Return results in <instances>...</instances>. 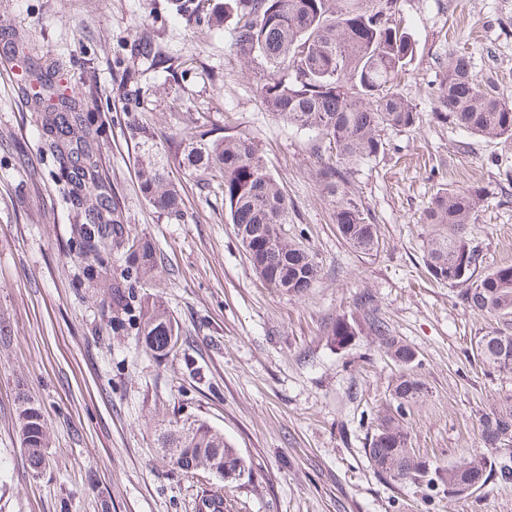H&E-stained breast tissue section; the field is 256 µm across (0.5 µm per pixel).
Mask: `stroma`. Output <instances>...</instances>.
Masks as SVG:
<instances>
[{
	"mask_svg": "<svg viewBox=\"0 0 512 512\" xmlns=\"http://www.w3.org/2000/svg\"><path fill=\"white\" fill-rule=\"evenodd\" d=\"M396 19L417 45L399 91L421 123L383 131L384 153L352 177L380 238L365 255L342 239L317 183L319 136L275 121L247 75L234 9L209 28L177 0H0V512H101L105 501L111 512H195L217 486L224 512H512V482L457 496L440 482L385 480L365 453L399 368L361 297L416 353L423 391L403 424L419 460L445 465L480 450L481 413L512 394V375L487 372L472 351L512 323L476 314L459 287L429 275L419 221L438 187H483L469 243L481 270L512 263V141L467 137L432 117L456 52L512 101V0H399ZM35 64L78 98L98 131L105 194L126 231L163 257L158 293L180 333L168 358L138 347L127 310L112 303L124 248L98 255L82 243L85 215L59 192L30 104ZM190 129L254 138L291 205L284 236L320 266L304 295L265 287L222 195L203 173L178 169ZM146 143L175 169L181 220L143 197L136 158ZM339 317L357 327L343 346L331 336ZM24 399L46 424L48 464L37 473L17 432ZM194 419L221 430L250 474L225 482L175 470L159 434Z\"/></svg>",
	"mask_w": 512,
	"mask_h": 512,
	"instance_id": "35a3bbf8",
	"label": "stroma"
}]
</instances>
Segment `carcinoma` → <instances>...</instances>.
<instances>
[{
  "instance_id": "carcinoma-1",
  "label": "carcinoma",
  "mask_w": 512,
  "mask_h": 512,
  "mask_svg": "<svg viewBox=\"0 0 512 512\" xmlns=\"http://www.w3.org/2000/svg\"><path fill=\"white\" fill-rule=\"evenodd\" d=\"M234 48L272 116L283 123L318 132L336 161H318L316 177L332 202V220L341 237L362 254L380 246L376 225L367 221L361 203L349 191L357 167L384 151L381 132H408L417 127L419 112L398 90L401 76L417 51L415 41L395 22L397 0H235ZM434 118L461 132L485 139L512 140V102L477 79L466 55L456 56L439 86ZM90 122L76 101L61 98L46 116L51 155L66 177L70 203L84 209L85 239L93 252L127 243L133 257L134 281L149 285L155 278L157 251L145 238L124 235L118 207L103 192ZM183 168L203 169L224 194L229 223L260 280L281 294L298 296L313 287L320 274L314 257L282 236L289 203L282 187L267 170L253 138L244 133L207 139L184 135ZM144 198L167 216H183V199L156 154L147 150L138 160ZM485 191L473 186L443 185L423 209L420 221L431 226L426 264L433 279L461 284V301L485 317H512V264L479 271L477 251L466 241L467 225ZM368 328L381 337L402 365L415 351L391 336L375 310L366 316ZM136 336L155 358L177 346L179 327L163 302L139 304ZM336 344L356 334L354 326L336 319L331 328ZM475 353L494 372L512 374V334L495 330L480 337ZM422 393L420 381L402 375L394 387L395 409H385L366 454L375 472L393 481L448 483V492L469 495L497 477L512 481V465L497 456L512 447V395L480 418L486 451L473 453L448 466L425 464L414 456L408 433L400 422L401 408ZM19 440L30 466L39 470L47 460L45 422L31 405L20 409ZM176 469L189 474L207 469L210 461L224 463V479L233 480L246 464L224 434L194 420L162 438Z\"/></svg>"
}]
</instances>
